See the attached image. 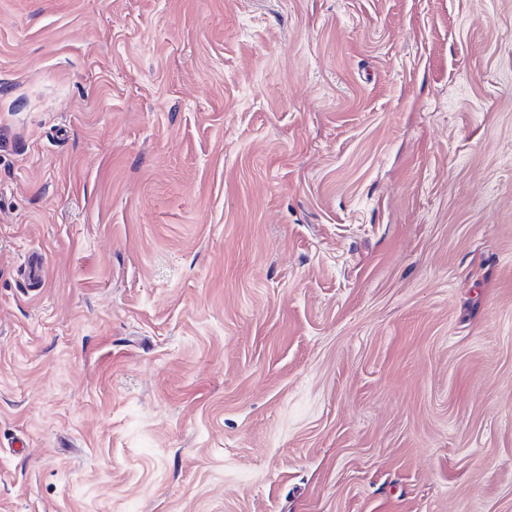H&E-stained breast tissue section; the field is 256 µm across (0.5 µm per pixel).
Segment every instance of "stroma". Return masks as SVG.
<instances>
[{"instance_id": "stroma-1", "label": "stroma", "mask_w": 512, "mask_h": 512, "mask_svg": "<svg viewBox=\"0 0 512 512\" xmlns=\"http://www.w3.org/2000/svg\"><path fill=\"white\" fill-rule=\"evenodd\" d=\"M0 512H512V0H0Z\"/></svg>"}]
</instances>
